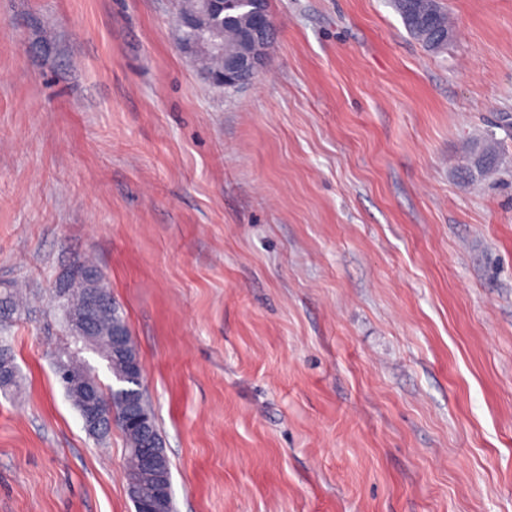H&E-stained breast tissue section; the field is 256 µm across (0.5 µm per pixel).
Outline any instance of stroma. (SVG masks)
<instances>
[{
    "label": "stroma",
    "instance_id": "1",
    "mask_svg": "<svg viewBox=\"0 0 512 512\" xmlns=\"http://www.w3.org/2000/svg\"><path fill=\"white\" fill-rule=\"evenodd\" d=\"M269 0L251 84L177 0H0V512H135L120 429L58 383L55 281L92 257L143 365L176 512H512V0ZM436 1V0H435ZM431 0H393L407 31L423 47L432 52H442L448 44V16L438 2ZM429 19L430 31H424L423 19ZM450 27V26H449ZM496 133L490 130L482 143H476L468 150L466 161L462 167V175L471 181L485 178L501 172L504 168L503 159L497 149ZM14 285L3 283L0 286V326L7 327L20 309ZM9 354V348L5 341L0 344V389L7 391L17 386V372Z\"/></svg>",
    "mask_w": 512,
    "mask_h": 512
}]
</instances>
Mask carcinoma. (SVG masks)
Segmentation results:
<instances>
[{
    "instance_id": "cac0c4a2",
    "label": "carcinoma",
    "mask_w": 512,
    "mask_h": 512,
    "mask_svg": "<svg viewBox=\"0 0 512 512\" xmlns=\"http://www.w3.org/2000/svg\"><path fill=\"white\" fill-rule=\"evenodd\" d=\"M407 31L417 39L423 47L432 52H442L448 44V16L435 0H393ZM496 133H487L482 143H477L468 150L466 161L462 167V175L466 179L476 180L498 173L504 169L503 159L497 149ZM86 275L68 278L62 285L54 288V298L59 311L76 309L84 311L86 294L95 290L106 295L107 304L103 308L88 312L90 323L89 345L96 349L108 361L113 377L123 378L132 360L139 358L136 346L120 311L112 300V292L106 286L102 272L89 260L78 262ZM20 309L14 285H0V326H8ZM59 384L68 389L75 378L80 377L93 382L90 373L77 359L71 360L65 369L56 370ZM17 386V372L9 354L6 342L0 343V389L6 391ZM101 407L115 410V423L122 431L127 447L126 472L127 480L138 483L141 497L150 500L154 496L153 478L150 471L143 468L140 449L146 447L149 440L162 441L155 417L147 400L139 404L140 411L149 417L151 438L144 437L142 430L125 424L126 405L129 394H120L113 388H98Z\"/></svg>"
}]
</instances>
